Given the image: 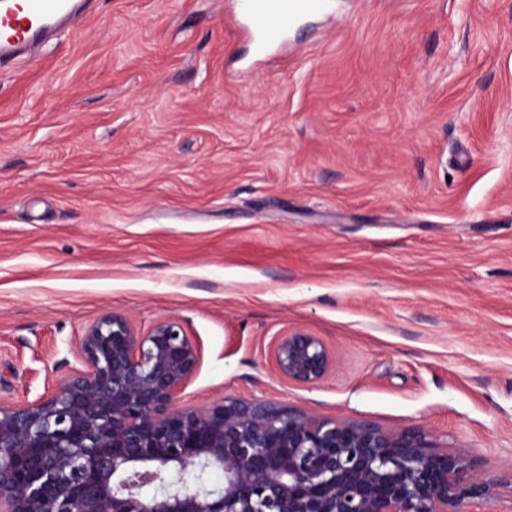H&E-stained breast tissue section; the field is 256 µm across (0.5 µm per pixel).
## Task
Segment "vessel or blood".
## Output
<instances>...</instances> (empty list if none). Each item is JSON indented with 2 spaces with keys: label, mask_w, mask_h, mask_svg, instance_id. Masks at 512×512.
Wrapping results in <instances>:
<instances>
[{
  "label": "vessel or blood",
  "mask_w": 512,
  "mask_h": 512,
  "mask_svg": "<svg viewBox=\"0 0 512 512\" xmlns=\"http://www.w3.org/2000/svg\"><path fill=\"white\" fill-rule=\"evenodd\" d=\"M88 0H0V62L44 43L65 19L81 14ZM325 0H241L258 53L283 43L300 18L322 12Z\"/></svg>",
  "instance_id": "1"
}]
</instances>
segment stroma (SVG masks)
<instances>
[{"instance_id":"stroma-1","label":"stroma","mask_w":512,"mask_h":512,"mask_svg":"<svg viewBox=\"0 0 512 512\" xmlns=\"http://www.w3.org/2000/svg\"><path fill=\"white\" fill-rule=\"evenodd\" d=\"M237 0H92L0 68V397L100 314L179 318L184 396L431 430L512 475V0H329L254 62ZM319 337L318 384L272 344ZM273 355L276 368L282 376L306 387L322 381L334 363L327 345L303 330L280 336L275 343Z\"/></svg>"}]
</instances>
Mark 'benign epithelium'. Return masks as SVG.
Returning a JSON list of instances; mask_svg holds the SVG:
<instances>
[{
	"instance_id": "7a95c632",
	"label": "benign epithelium",
	"mask_w": 512,
	"mask_h": 512,
	"mask_svg": "<svg viewBox=\"0 0 512 512\" xmlns=\"http://www.w3.org/2000/svg\"><path fill=\"white\" fill-rule=\"evenodd\" d=\"M73 353L44 393L0 400V512H463L502 499L501 477L420 428L185 403L200 348L175 317L143 331L103 313ZM274 361L306 387L334 363L303 330L277 339Z\"/></svg>"
}]
</instances>
